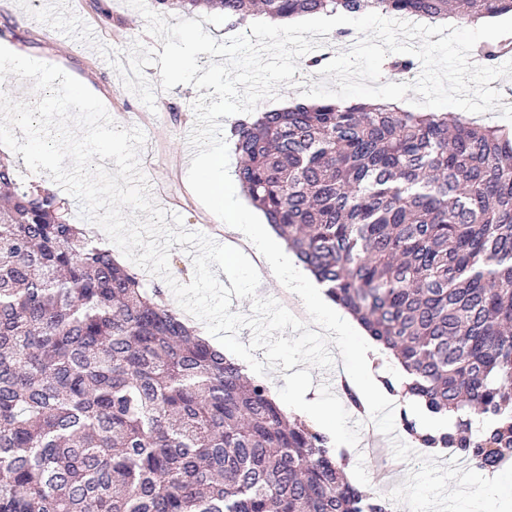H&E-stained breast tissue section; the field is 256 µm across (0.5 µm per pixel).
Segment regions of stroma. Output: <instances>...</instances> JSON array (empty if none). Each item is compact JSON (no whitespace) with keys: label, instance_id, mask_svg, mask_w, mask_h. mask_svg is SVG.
I'll use <instances>...</instances> for the list:
<instances>
[{"label":"stroma","instance_id":"35a3bbf8","mask_svg":"<svg viewBox=\"0 0 512 512\" xmlns=\"http://www.w3.org/2000/svg\"><path fill=\"white\" fill-rule=\"evenodd\" d=\"M95 30L90 41L86 30ZM0 39L22 55L60 67L85 81L124 128L144 132L146 144L138 159L154 202L180 215L186 229L202 233L220 244L229 235L199 201L187 182L189 158L183 155V135L192 129V108L197 95L191 86L176 85L148 108L128 91L116 70L102 69L101 48L128 62L134 45L162 49L146 31L144 17L125 0H0ZM310 395L328 408L340 434L339 445L348 455L349 480L389 499L406 512H474L470 493L486 473L471 465H450L447 456L419 455L401 427L402 416L423 421L424 412L413 408L401 413L381 402L368 411L376 420V442H368L358 425L359 416L337 387L326 385L324 369L312 368Z\"/></svg>","mask_w":512,"mask_h":512}]
</instances>
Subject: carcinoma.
I'll return each mask as SVG.
<instances>
[{"instance_id": "1", "label": "carcinoma", "mask_w": 512, "mask_h": 512, "mask_svg": "<svg viewBox=\"0 0 512 512\" xmlns=\"http://www.w3.org/2000/svg\"><path fill=\"white\" fill-rule=\"evenodd\" d=\"M158 10H379L429 22L512 0H155ZM509 39L475 48L493 61ZM235 176L325 294L410 375L393 395L452 417L421 432L512 462V133L446 113L331 100L231 125ZM0 159V512H391L328 434L199 339L158 286Z\"/></svg>"}]
</instances>
